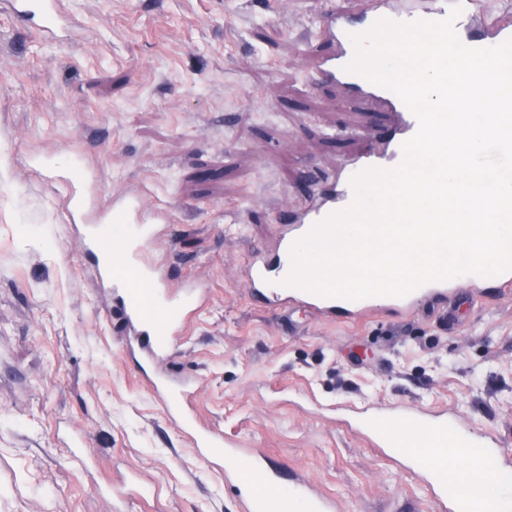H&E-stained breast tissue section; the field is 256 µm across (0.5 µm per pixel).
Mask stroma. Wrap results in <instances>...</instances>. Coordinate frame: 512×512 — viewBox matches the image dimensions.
Instances as JSON below:
<instances>
[{
  "instance_id": "1",
  "label": "stroma",
  "mask_w": 512,
  "mask_h": 512,
  "mask_svg": "<svg viewBox=\"0 0 512 512\" xmlns=\"http://www.w3.org/2000/svg\"><path fill=\"white\" fill-rule=\"evenodd\" d=\"M365 0H64L52 40L0 9V512H238L221 467L164 415L125 352L66 190L29 155H83L97 205L142 197L145 243L170 286L201 280L205 308L173 376L199 421L310 478L340 512H434L415 477L350 420L374 406L512 422V289L429 305L284 321L244 286L274 215L382 132L385 113L316 84L330 8Z\"/></svg>"
}]
</instances>
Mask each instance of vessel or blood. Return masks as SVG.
Wrapping results in <instances>:
<instances>
[{"mask_svg":"<svg viewBox=\"0 0 512 512\" xmlns=\"http://www.w3.org/2000/svg\"><path fill=\"white\" fill-rule=\"evenodd\" d=\"M462 12L455 30L462 43L485 48L512 39V18L485 23L480 0H412L406 7L395 0H370L361 22L355 23L336 9L326 10L321 32L335 50L322 57L316 78L338 85L353 97L390 115L387 131L362 153L342 161L337 169L313 179L308 199L281 209L275 222L276 240L271 247L257 249L246 266L248 292L257 299H271L283 312L306 310L324 319L356 321L382 310L412 312L426 305L451 301L458 288L468 286L501 288L512 285V270L494 277L466 275L447 281L427 283L403 297H369L358 301L323 298L302 289L284 286L291 269L293 243L311 227L333 212L348 207L355 196L351 179L368 168L391 169L402 160L401 145L418 129V121L402 100L389 90L363 77L345 72L354 55L352 35L362 34L379 20L399 23L441 20L453 2ZM9 10L24 20H40L43 30L59 36L68 27L61 0H6ZM32 163L46 180L65 183L70 206L69 223L83 227V240L95 256L105 258L99 280L112 296V308L120 315L121 334L127 348L138 358L142 376L153 389L167 414L188 434L200 455L223 466L237 485L242 512H331L330 501L297 476L280 481L259 449L239 448L223 435L202 427L188 409L195 385L190 379H173L169 367L174 345L190 313L206 297L204 284L178 291L170 289L156 267L141 258V241L153 238V225L140 221L141 200L123 196L116 210L105 213L93 205L95 175L83 157L36 156ZM361 427L379 447L404 457L429 488L436 512H471L475 500L492 499L500 488H512V452L504 447L501 431L469 433L447 415L418 416L404 421L388 415H373ZM469 448L473 457L490 474L479 486L463 485L448 464V453L456 446Z\"/></svg>","mask_w":512,"mask_h":512,"instance_id":"1","label":"vessel or blood"}]
</instances>
